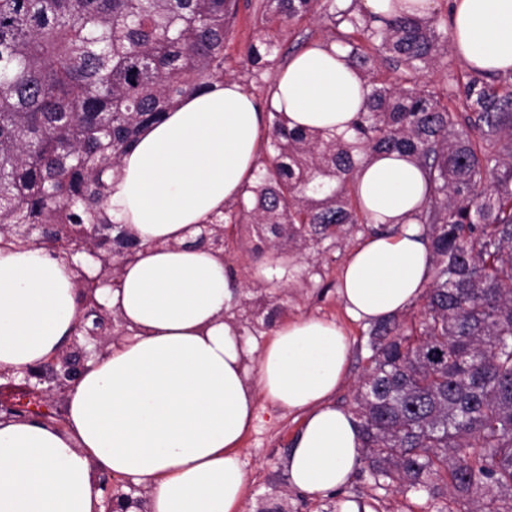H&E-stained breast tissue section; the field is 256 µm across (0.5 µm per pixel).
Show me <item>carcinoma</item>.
I'll return each mask as SVG.
<instances>
[{"label": "carcinoma", "instance_id": "carcinoma-1", "mask_svg": "<svg viewBox=\"0 0 512 512\" xmlns=\"http://www.w3.org/2000/svg\"><path fill=\"white\" fill-rule=\"evenodd\" d=\"M319 0H265L264 35L246 56L273 64V25ZM238 0H0V225H114L122 157L187 95L224 82ZM332 41L366 79L354 136L288 128L268 109L266 159L228 216L250 224L280 281L286 258L369 225L351 183L360 158L401 152L423 171L416 215L432 282L417 320L369 331L370 368L354 394L372 474L436 494L457 512H512V70L454 78L464 111L416 80L454 41L437 18L371 25L355 4L322 5ZM401 76L379 79L377 61Z\"/></svg>", "mask_w": 512, "mask_h": 512}]
</instances>
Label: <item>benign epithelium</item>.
Returning a JSON list of instances; mask_svg holds the SVG:
<instances>
[{
  "instance_id": "1",
  "label": "benign epithelium",
  "mask_w": 512,
  "mask_h": 512,
  "mask_svg": "<svg viewBox=\"0 0 512 512\" xmlns=\"http://www.w3.org/2000/svg\"><path fill=\"white\" fill-rule=\"evenodd\" d=\"M60 239L48 238L42 245L52 251L63 250L69 255L87 252L98 262V270L90 275L81 273L80 281L94 284L84 289L88 299L82 303V313L76 331L84 339L95 342V351H104L105 346L119 340V336L104 331L106 308L96 298L97 287L110 284L117 286L109 271L112 268V237L104 236L96 247L88 243L92 232L83 224H63ZM89 357L86 346L79 343V337H73L71 345L56 358L46 363L35 364L24 372L21 379L0 373V414L15 418L52 419L60 423L59 415L52 412L57 403L64 400L68 390L77 383ZM125 481L108 473L98 475L97 487L103 491L106 512H127L126 504L130 498L116 489Z\"/></svg>"
}]
</instances>
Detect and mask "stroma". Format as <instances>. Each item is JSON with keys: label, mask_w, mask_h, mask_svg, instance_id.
<instances>
[{"label": "stroma", "mask_w": 512, "mask_h": 512, "mask_svg": "<svg viewBox=\"0 0 512 512\" xmlns=\"http://www.w3.org/2000/svg\"><path fill=\"white\" fill-rule=\"evenodd\" d=\"M260 0H239L237 17L224 42V70L227 78L239 82L258 103H265L274 81L290 61L294 49H305L329 37L322 13L307 15L284 25L280 33L282 50L274 66L260 67L247 62L245 50L256 42L260 31L255 11ZM358 236L347 239L344 248L322 255L309 250L295 257L298 281L273 282L266 271L267 259L255 252L256 241L245 225H236L231 242L224 247V266L238 284L232 311L244 338L264 345L273 326L298 317L336 321L351 344L347 378L336 395L337 404L354 409L355 388L365 373L370 354L369 323L354 320L338 295L339 272ZM258 418L243 437L238 452L248 476L245 512H343L348 503L363 505L368 512H446L452 503L448 491L432 495L399 484H376L367 463L339 493L326 498H309L293 489L288 480L286 459L297 434L299 415L258 401Z\"/></svg>", "instance_id": "1"}]
</instances>
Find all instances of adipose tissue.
<instances>
[{"mask_svg":"<svg viewBox=\"0 0 512 512\" xmlns=\"http://www.w3.org/2000/svg\"><path fill=\"white\" fill-rule=\"evenodd\" d=\"M448 24L464 62L512 69V0H452ZM365 94L344 50L320 42L290 60L271 102L289 128L347 137ZM265 143L260 106L228 79L183 99L123 157L109 204L143 249L98 297L129 334L88 361L64 425L0 419V512H104L96 470L147 487L128 512H243L237 449L261 397L301 417L286 460L291 486L320 498L352 479L361 431L334 401L350 353L343 329L300 317L253 351L228 315L236 285L223 259L189 243L190 225L238 201ZM353 189L379 231L346 257L339 295L350 316L377 322L414 303L428 281L416 220L426 184L411 156L375 153L361 159ZM91 263L0 244V370L21 373L71 342L77 268Z\"/></svg>","mask_w":512,"mask_h":512,"instance_id":"adipose-tissue-1","label":"adipose tissue"}]
</instances>
